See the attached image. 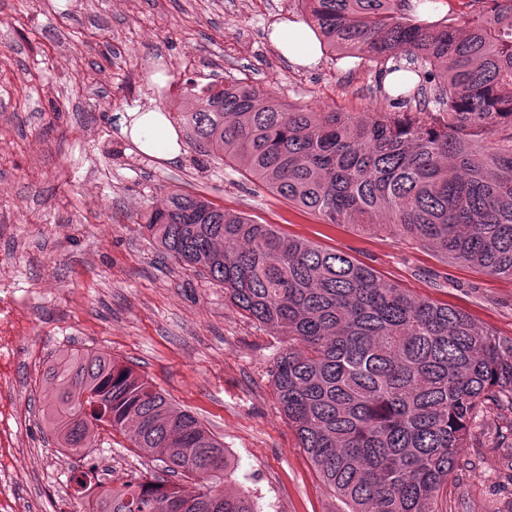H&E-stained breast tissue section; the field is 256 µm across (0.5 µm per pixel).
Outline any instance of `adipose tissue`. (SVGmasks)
Segmentation results:
<instances>
[{
  "mask_svg": "<svg viewBox=\"0 0 512 512\" xmlns=\"http://www.w3.org/2000/svg\"><path fill=\"white\" fill-rule=\"evenodd\" d=\"M270 44L291 65L311 69L323 58L321 45L313 30L303 21L283 19L273 22L268 35ZM120 133L129 137L141 153L172 161L182 152L178 131L160 108H137L123 115Z\"/></svg>",
  "mask_w": 512,
  "mask_h": 512,
  "instance_id": "ef3b65f1",
  "label": "adipose tissue"
}]
</instances>
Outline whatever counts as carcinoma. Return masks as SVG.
Here are the masks:
<instances>
[{
  "label": "carcinoma",
  "instance_id": "cac0c4a2",
  "mask_svg": "<svg viewBox=\"0 0 512 512\" xmlns=\"http://www.w3.org/2000/svg\"><path fill=\"white\" fill-rule=\"evenodd\" d=\"M453 1L427 23L417 8L437 0H297L339 57L407 62L419 83L388 103L317 111L227 80L165 116L201 156L327 224L375 227L512 278V0ZM136 224L288 337L270 370L280 412L348 512H443L484 408L512 404V337L199 194L173 190ZM47 378L41 421L58 447L78 454L105 425L193 480L135 477L94 512H256L247 492L224 488L223 443L129 366L64 350Z\"/></svg>",
  "mask_w": 512,
  "mask_h": 512
}]
</instances>
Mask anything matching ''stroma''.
<instances>
[{"label":"stroma","instance_id":"obj_1","mask_svg":"<svg viewBox=\"0 0 512 512\" xmlns=\"http://www.w3.org/2000/svg\"><path fill=\"white\" fill-rule=\"evenodd\" d=\"M297 0H0V280L27 291L30 345L106 353L190 411L224 444L227 485L257 512H343L280 413L270 370L288 344L216 286L163 253L135 222L172 190L347 253L402 287L512 337V279L443 263L403 238L327 224L190 145L164 161L119 132L136 108L180 102L191 87L242 80L322 111L362 112L382 98L376 67L323 57L290 66L265 35L298 16ZM46 383L28 385L40 466L16 493L34 512H82L72 468L43 428ZM512 405L485 409L481 432L448 479L444 512H512V448L495 447ZM101 472L165 475L111 428L95 431Z\"/></svg>","mask_w":512,"mask_h":512}]
</instances>
